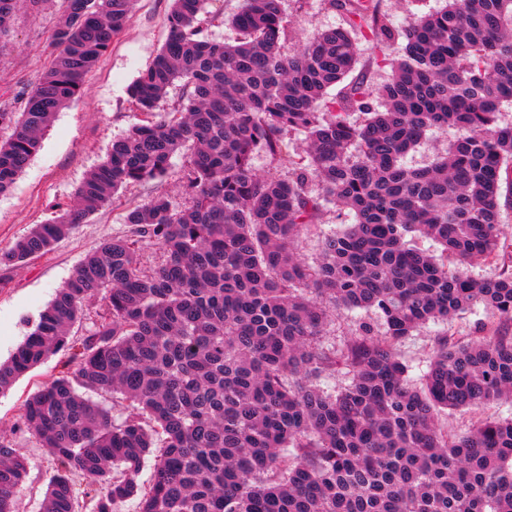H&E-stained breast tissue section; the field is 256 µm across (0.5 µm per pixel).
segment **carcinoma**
Masks as SVG:
<instances>
[{
    "label": "carcinoma",
    "mask_w": 512,
    "mask_h": 512,
    "mask_svg": "<svg viewBox=\"0 0 512 512\" xmlns=\"http://www.w3.org/2000/svg\"><path fill=\"white\" fill-rule=\"evenodd\" d=\"M206 2L172 0L167 42L128 89L144 120L112 141L72 205L0 251L4 267L49 251L186 153L185 201L129 207L130 234L88 253L0 362L3 392L70 352L20 415L56 465L44 512H119L133 498L138 512H512V418L463 435L440 422L512 398V124L500 120L512 104V0H444L402 24L378 0H327L343 24L289 55L282 0H240L224 43L203 34ZM133 6L63 0L47 68L21 111H0V195ZM18 7L0 0V47ZM363 41L400 51L377 58L390 74L376 86L354 75ZM178 84L182 103L159 111ZM433 129L453 133L448 148L407 166ZM259 153L274 172H256ZM330 205L353 222L325 234L310 265L294 241ZM145 243L161 256L150 270ZM475 260L498 275L472 278ZM94 301L103 308L88 317ZM480 309L492 318L480 335L438 333L411 381L402 340ZM358 310L377 321L326 341L333 315ZM338 376L340 389L325 385ZM28 475L1 440L0 512H16Z\"/></svg>",
    "instance_id": "cac0c4a2"
}]
</instances>
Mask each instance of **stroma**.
Masks as SVG:
<instances>
[{
	"instance_id": "35a3bbf8",
	"label": "stroma",
	"mask_w": 512,
	"mask_h": 512,
	"mask_svg": "<svg viewBox=\"0 0 512 512\" xmlns=\"http://www.w3.org/2000/svg\"><path fill=\"white\" fill-rule=\"evenodd\" d=\"M283 7L288 20L283 41L287 53L318 31L342 24L341 12L331 9L326 0H285ZM58 8V0H41L39 6L25 4L16 13L7 47L0 51V109L19 110L21 93L35 88L50 59V35ZM170 8L171 0H137L126 29L89 77L80 100L56 114L28 168L9 192L0 195V249L33 225L46 222L60 206L73 204L78 187L103 161L113 140L139 123L141 116L130 102L127 89L164 46ZM185 160L182 153L173 157L175 172ZM175 172L121 188L109 206L46 254L15 268H0L1 362L22 342L32 322L84 256L103 241L128 233L124 219L130 204L147 202L158 194L183 203ZM351 221L348 211L329 209L320 223L304 228L296 243L298 255L314 263L324 234ZM61 361V355L51 356L0 394V440L13 444L29 463L28 479L16 493L18 512H40L54 471L48 449L20 428V408L57 372Z\"/></svg>"
}]
</instances>
